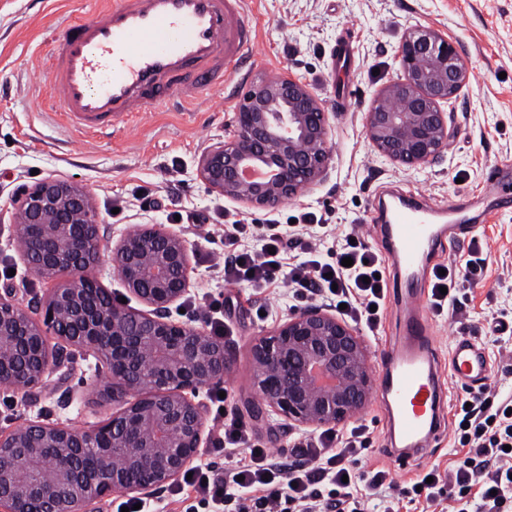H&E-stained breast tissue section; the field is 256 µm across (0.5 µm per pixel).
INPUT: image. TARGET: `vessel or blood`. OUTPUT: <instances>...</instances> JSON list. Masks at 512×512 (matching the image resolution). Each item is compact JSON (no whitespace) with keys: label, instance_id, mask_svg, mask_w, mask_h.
<instances>
[{"label":"vessel or blood","instance_id":"b4317fda","mask_svg":"<svg viewBox=\"0 0 512 512\" xmlns=\"http://www.w3.org/2000/svg\"><path fill=\"white\" fill-rule=\"evenodd\" d=\"M257 47L246 0H113L65 26L45 83L66 123L103 136L152 108H183L212 93L233 99L224 78L247 76ZM380 209L406 317L399 344L379 366L377 398L398 427L395 461L403 469L441 436L444 373L476 387L488 380L489 364L468 337L455 339L440 362L418 286L437 244L458 243L470 225L441 223V211L420 198L395 195Z\"/></svg>","mask_w":512,"mask_h":512}]
</instances>
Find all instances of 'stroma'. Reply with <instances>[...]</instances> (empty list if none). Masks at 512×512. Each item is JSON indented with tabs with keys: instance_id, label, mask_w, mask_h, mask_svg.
<instances>
[{
	"instance_id": "1",
	"label": "stroma",
	"mask_w": 512,
	"mask_h": 512,
	"mask_svg": "<svg viewBox=\"0 0 512 512\" xmlns=\"http://www.w3.org/2000/svg\"><path fill=\"white\" fill-rule=\"evenodd\" d=\"M107 2L0 0V261L14 269L11 283L22 300L47 294L51 285L20 256L7 212L17 185L56 177L87 189L100 223L116 240L140 224L181 232L193 250L192 294L234 299L224 337L234 358L223 382L232 404L277 461L299 462L303 455L293 446L295 431L260 413L263 399L253 387L248 357L253 338L284 318L290 301L275 287L225 285L223 242H205V227L189 218L202 215L220 225L230 213L241 223L261 224L313 211L332 224L360 225L364 242L382 251L385 240L372 221L371 198L386 189L422 192L435 208H464L475 222L473 232L436 254L435 262L462 264L475 252L485 260L475 284L459 294L461 309L430 318L439 353L447 355L457 337H474L488 358L492 381L512 387V353L492 344L495 324L490 321L495 315L512 325V208L504 209L499 193L500 181L512 174V0H249L259 51L248 78L236 83L238 95L256 81L290 72L309 83L332 113L327 179L271 211L229 202L198 176L201 153L223 138L238 107L223 96L179 111L141 113L131 125H116L108 138L82 135L59 122L47 102L46 85L34 77L47 73L64 26L88 18L92 5ZM417 25L447 33L468 65L469 83L450 106L455 138L447 154L412 170L378 159L364 132V117L375 92L397 76L395 49L406 30ZM95 365L94 357L78 358L69 407H61L50 392L33 406L0 400V430L39 415L74 428L107 418L112 405L94 394L105 385ZM358 420L372 438L363 469L385 467L401 483L414 480L426 466L454 467L466 454L447 431L426 458L402 470L389 456L392 445L381 404L369 400Z\"/></svg>"
}]
</instances>
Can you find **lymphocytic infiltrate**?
<instances>
[{"label": "lymphocytic infiltrate", "mask_w": 512, "mask_h": 512, "mask_svg": "<svg viewBox=\"0 0 512 512\" xmlns=\"http://www.w3.org/2000/svg\"><path fill=\"white\" fill-rule=\"evenodd\" d=\"M244 232L240 222L224 225L225 283L256 289L278 283L298 304L319 296L330 306H343L344 317L368 335L378 333L387 292L383 258L358 241L357 229L339 238L333 225L306 212L287 231L273 222L258 225L253 246L242 245ZM288 244L297 252L290 265L281 261ZM347 257L352 260L348 267L342 264ZM483 263L477 257L433 273L430 307L439 314L457 308L458 285L472 281ZM465 399L466 407L454 414V436L469 455L444 473L429 468L415 483L428 503L450 500L448 512H512V395L486 385L467 391ZM213 444L236 455L235 468L220 474L210 464L195 465L186 487L214 512H396V504L410 493L388 469H359L370 445L361 424L298 436L294 445L304 459L286 465L261 446L228 404Z\"/></svg>", "instance_id": "f902f5d3"}]
</instances>
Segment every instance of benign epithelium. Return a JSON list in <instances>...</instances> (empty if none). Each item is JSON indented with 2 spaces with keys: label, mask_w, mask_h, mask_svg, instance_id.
<instances>
[{
  "label": "benign epithelium",
  "mask_w": 512,
  "mask_h": 512,
  "mask_svg": "<svg viewBox=\"0 0 512 512\" xmlns=\"http://www.w3.org/2000/svg\"><path fill=\"white\" fill-rule=\"evenodd\" d=\"M395 58L399 75L377 91L365 133L380 157L422 168L441 160L455 137L444 106L467 86L468 68L448 36L428 26L411 28ZM329 130L326 104L308 83L291 74L263 79L245 94L224 139L203 151L197 172L231 202L274 209L327 177ZM251 169L269 177L248 180ZM10 205L25 264L44 280L61 271L70 280L44 303L24 305L16 288H0V390L29 394L55 373L68 405L76 349L105 361L112 384L97 396L115 410L86 429L38 417L0 432V512H97L116 491L151 497L177 482L210 441L196 398L224 381L232 359L224 338L192 318H173L190 291L188 241L143 224L112 243L90 192L53 177L17 187ZM104 252L141 307L87 293ZM50 335L63 345L51 347ZM248 356L265 412L289 427L347 424L375 386L365 337L323 304L291 312L254 338ZM103 435L109 450L91 469L85 454Z\"/></svg>",
  "instance_id": "benign-epithelium-1"
}]
</instances>
